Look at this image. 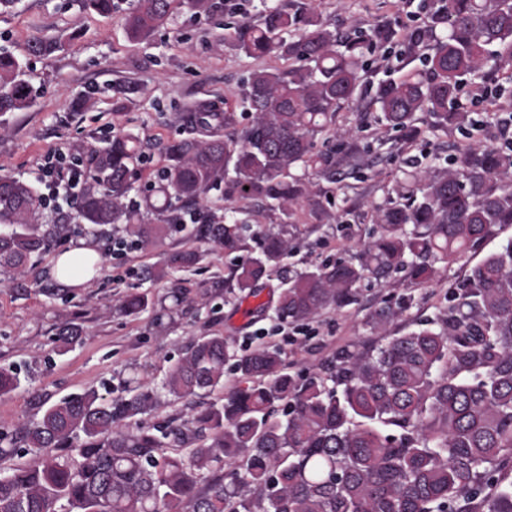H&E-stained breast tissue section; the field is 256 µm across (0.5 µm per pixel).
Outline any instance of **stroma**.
Wrapping results in <instances>:
<instances>
[{"mask_svg":"<svg viewBox=\"0 0 512 512\" xmlns=\"http://www.w3.org/2000/svg\"><path fill=\"white\" fill-rule=\"evenodd\" d=\"M213 3L207 14H179L146 43L128 39L121 8L102 17L84 11L77 0H19L15 8L0 12V49L23 60L26 77L38 90L31 106L0 124V173L30 178L50 149L86 164L105 139L129 132L143 141L148 156L132 193L143 200L157 180L164 145L181 133L185 109L215 98L238 105L249 74L277 64L275 58L249 57L224 42L226 28L237 21H259L260 0ZM315 6L352 36L386 22L398 33L431 22L422 0H315ZM36 37L57 42L58 51L29 55L28 44ZM423 69L421 60L404 61L400 45L391 42L369 56L362 82ZM477 85L467 79L457 102L469 111L471 126L435 131L423 113L418 137L377 123L368 98L341 104L336 125L354 132L361 150L356 168L333 181L311 174L322 216L311 215L304 205L288 217L266 211L253 217L254 231L270 229L288 237L292 250L285 264L290 270L352 257L375 227L376 207L396 198L398 190L412 189L409 171L426 164L447 166L477 141L501 147L512 139V78L503 70L492 76L497 95L491 105L472 101ZM74 225L75 233L56 252L88 243L104 257L102 270L84 286H66L54 278L55 252L33 257L24 275H0V365L17 369L21 380L18 389L0 396V430L13 436L68 394L160 383L189 340L204 334L224 335L242 352L278 346L286 353L289 374L306 378L329 364L338 348L373 339L370 319L384 303L398 312L389 333L432 319L471 266L512 240L511 225L448 264L428 285L410 287L397 278L383 286L365 284L356 303L343 310L281 324L266 313L243 315L244 294H226L232 262L223 252L203 250L193 270L158 280L153 273L164 268L167 254L187 248L182 235L151 251L135 247L116 256L112 239L123 235V225L105 226L95 235L83 220ZM133 288L148 294L151 303L139 315L127 316L119 301ZM177 292L183 293L182 302H175ZM65 322L77 325L83 339L63 352L55 338Z\"/></svg>","mask_w":512,"mask_h":512,"instance_id":"stroma-1","label":"stroma"}]
</instances>
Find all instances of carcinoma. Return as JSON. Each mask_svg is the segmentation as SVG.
Here are the masks:
<instances>
[{
	"label": "carcinoma",
	"instance_id": "obj_1",
	"mask_svg": "<svg viewBox=\"0 0 512 512\" xmlns=\"http://www.w3.org/2000/svg\"><path fill=\"white\" fill-rule=\"evenodd\" d=\"M106 16L114 0H79ZM212 0H130L127 36L149 40L181 11L206 14ZM448 33L420 30L404 43L412 59L425 48L427 72L380 81L375 119L414 131L419 112L443 130L469 122L452 111L462 80L512 67V0H438L432 15ZM393 39L377 24L362 37L341 35L304 2L268 6L263 22L243 20L233 46L275 57L286 69L253 71L241 103L251 122L238 137L234 110L199 101L186 109L187 136L165 148L166 164L146 206L167 218L144 224L130 198L146 162L138 136L114 137L94 151L82 181L78 216L94 226L123 223L143 250L174 232L226 255L247 249L251 225L207 210L187 225L185 202L212 190L257 208L321 207L292 170L331 179L356 161L357 146L315 150L335 124L336 108L356 99L364 58ZM37 90L22 62L0 51V117L29 106ZM419 187L377 210L373 236L351 260L282 278L275 319L297 323L351 304L365 281L395 274L425 285L448 263L512 225V145H472L451 167L412 175ZM35 187L0 175V273L20 275L30 258L66 238L71 225L40 222ZM288 238L260 235L258 253L235 265L228 293L255 295L284 269ZM199 261L190 247L165 268ZM149 299L132 293L120 311L136 315ZM396 317L371 318L379 340L336 352L327 373L301 382L278 347L240 353L221 334L194 337L158 385L126 386L106 397L87 389L49 404L21 430L37 464L0 468V512H512V240L471 266L448 306L416 329L387 334ZM81 331L66 325L68 347ZM232 364L240 384L168 431L145 421L161 405L224 388ZM20 385L0 367V396ZM230 468L226 475L224 468Z\"/></svg>",
	"mask_w": 512,
	"mask_h": 512
}]
</instances>
